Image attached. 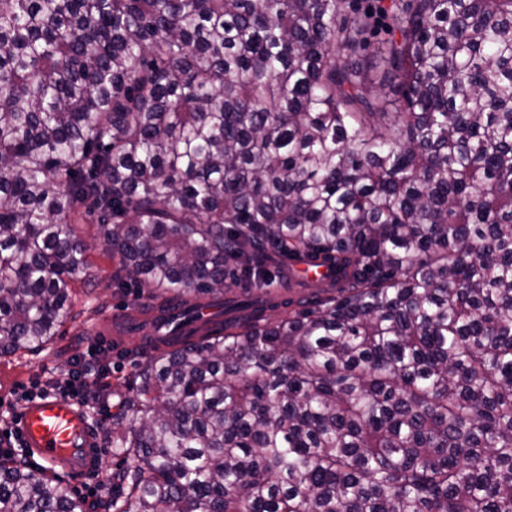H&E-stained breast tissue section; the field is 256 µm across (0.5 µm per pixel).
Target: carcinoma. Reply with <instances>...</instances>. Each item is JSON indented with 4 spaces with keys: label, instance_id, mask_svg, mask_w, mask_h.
Wrapping results in <instances>:
<instances>
[{
    "label": "carcinoma",
    "instance_id": "carcinoma-1",
    "mask_svg": "<svg viewBox=\"0 0 512 512\" xmlns=\"http://www.w3.org/2000/svg\"><path fill=\"white\" fill-rule=\"evenodd\" d=\"M346 2L0 0V354L79 220L218 308L113 404L110 512H512V0ZM0 512L86 503L0 459Z\"/></svg>",
    "mask_w": 512,
    "mask_h": 512
}]
</instances>
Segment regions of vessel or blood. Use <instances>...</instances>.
<instances>
[{"mask_svg": "<svg viewBox=\"0 0 512 512\" xmlns=\"http://www.w3.org/2000/svg\"><path fill=\"white\" fill-rule=\"evenodd\" d=\"M153 315L145 307L131 305L103 316L95 325L96 337L120 348L135 341L143 352H152ZM16 426L26 447L51 469H61L78 482L99 456L100 443L84 413L59 394L23 405L16 412Z\"/></svg>", "mask_w": 512, "mask_h": 512, "instance_id": "1", "label": "vessel or blood"}]
</instances>
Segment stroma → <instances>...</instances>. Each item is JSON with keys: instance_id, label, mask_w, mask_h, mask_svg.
Instances as JSON below:
<instances>
[{"instance_id": "35a3bbf8", "label": "stroma", "mask_w": 512, "mask_h": 512, "mask_svg": "<svg viewBox=\"0 0 512 512\" xmlns=\"http://www.w3.org/2000/svg\"><path fill=\"white\" fill-rule=\"evenodd\" d=\"M77 235L89 246L90 283H77L73 289L75 316L61 329L59 336L42 349L15 355H0V401L11 402L15 389L48 373L63 377L66 361L85 351L94 340L92 327L107 311L136 303L132 288L115 287L112 281L114 264L99 243L96 222L83 220L75 224Z\"/></svg>"}]
</instances>
